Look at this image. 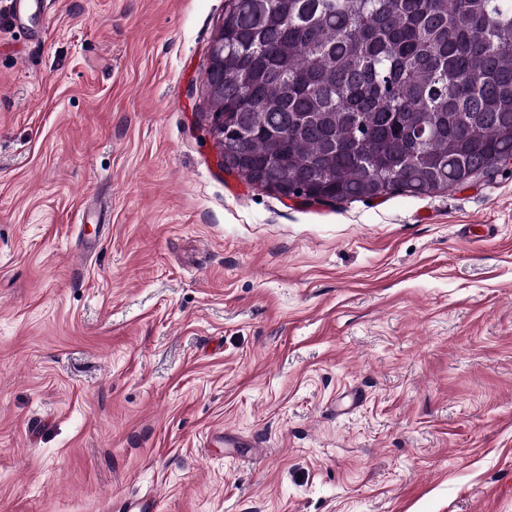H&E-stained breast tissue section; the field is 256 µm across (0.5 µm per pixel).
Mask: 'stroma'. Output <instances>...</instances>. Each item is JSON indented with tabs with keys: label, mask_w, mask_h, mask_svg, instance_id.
I'll return each instance as SVG.
<instances>
[{
	"label": "stroma",
	"mask_w": 512,
	"mask_h": 512,
	"mask_svg": "<svg viewBox=\"0 0 512 512\" xmlns=\"http://www.w3.org/2000/svg\"><path fill=\"white\" fill-rule=\"evenodd\" d=\"M228 2L0 0V512H512V162L222 172Z\"/></svg>",
	"instance_id": "stroma-1"
}]
</instances>
